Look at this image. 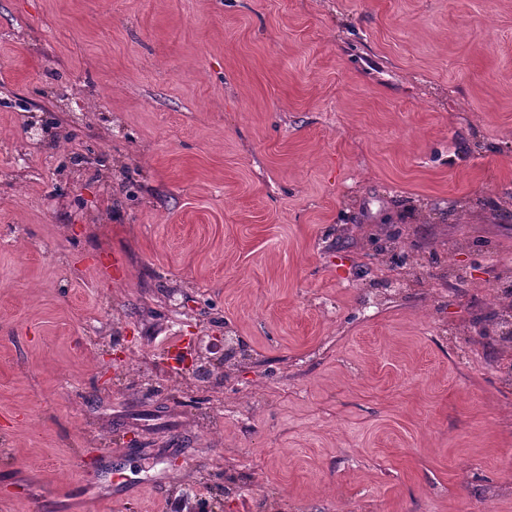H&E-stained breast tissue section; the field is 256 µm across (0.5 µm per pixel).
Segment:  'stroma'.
Masks as SVG:
<instances>
[{
  "instance_id": "1",
  "label": "stroma",
  "mask_w": 512,
  "mask_h": 512,
  "mask_svg": "<svg viewBox=\"0 0 512 512\" xmlns=\"http://www.w3.org/2000/svg\"><path fill=\"white\" fill-rule=\"evenodd\" d=\"M509 281L512 0H0V512H512Z\"/></svg>"
}]
</instances>
